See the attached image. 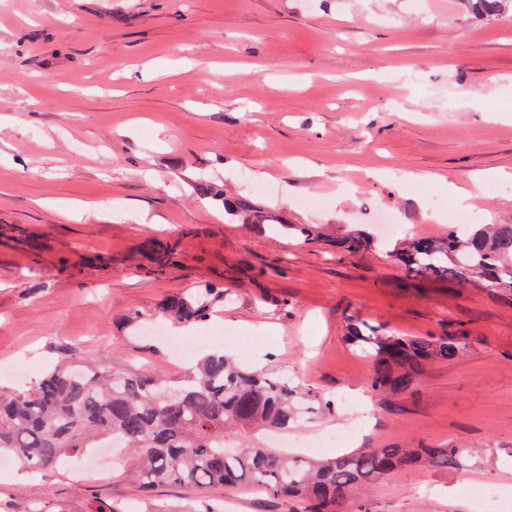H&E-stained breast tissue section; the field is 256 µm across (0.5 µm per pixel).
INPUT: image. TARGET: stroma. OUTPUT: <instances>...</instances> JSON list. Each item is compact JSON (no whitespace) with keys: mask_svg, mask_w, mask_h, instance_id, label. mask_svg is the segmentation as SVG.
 <instances>
[{"mask_svg":"<svg viewBox=\"0 0 512 512\" xmlns=\"http://www.w3.org/2000/svg\"><path fill=\"white\" fill-rule=\"evenodd\" d=\"M489 178L471 210L512 223V6L466 0H8L0 9V390L46 367L134 365L186 374L165 342L131 335L164 297L208 287L214 327L245 365L287 375L333 400L292 441L335 433L349 404L364 434L325 449L474 448L466 469H419L377 482L343 512H476L463 485L512 512V293L480 284L409 283L384 249L347 253L345 230L439 235L452 188ZM253 195L287 224H317L305 243L226 220L221 201ZM277 183L275 194H254ZM322 198L318 208L307 197ZM174 243L156 268L154 246ZM363 319L400 336H468L409 393L372 387L371 362L346 339ZM26 366L24 379L7 373ZM135 488L121 463L103 481L58 466L0 469V512L42 502L110 512ZM224 512H301L261 490L216 489ZM197 493L159 486L140 512H180Z\"/></svg>","mask_w":512,"mask_h":512,"instance_id":"35a3bbf8","label":"stroma"}]
</instances>
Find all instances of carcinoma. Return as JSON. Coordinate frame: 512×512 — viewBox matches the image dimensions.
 <instances>
[{"label": "carcinoma", "instance_id": "obj_1", "mask_svg": "<svg viewBox=\"0 0 512 512\" xmlns=\"http://www.w3.org/2000/svg\"><path fill=\"white\" fill-rule=\"evenodd\" d=\"M224 213L248 224H269L305 243L320 239L315 225L282 223L246 197L224 201ZM336 244L359 253L373 245V238L353 229ZM390 257L424 279L462 287L477 282L492 292L512 288V224H469L462 230L450 227L442 236H415ZM223 298L224 290L207 288L203 295L165 297L155 310L174 324L194 325L207 320L212 305ZM347 339L372 359L373 387L393 396L405 394L428 364L453 360L466 347L459 335L397 336L364 321L349 325ZM303 409L329 413L333 403L290 386L284 377L251 370L222 348L204 355L179 381L63 359L29 389L0 393V456L37 472L111 442L129 450L138 491L180 484L201 493L202 508L190 512H224L208 493L241 485L306 502L309 512H341L356 490L382 475L419 466L459 470L473 453L463 447L362 448L315 460L250 444L226 450L235 435L296 426Z\"/></svg>", "mask_w": 512, "mask_h": 512}]
</instances>
